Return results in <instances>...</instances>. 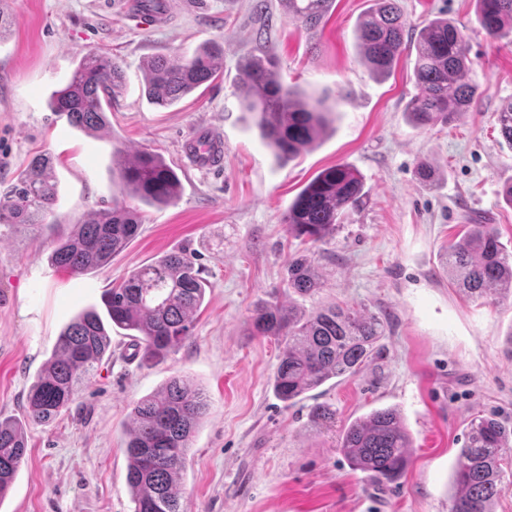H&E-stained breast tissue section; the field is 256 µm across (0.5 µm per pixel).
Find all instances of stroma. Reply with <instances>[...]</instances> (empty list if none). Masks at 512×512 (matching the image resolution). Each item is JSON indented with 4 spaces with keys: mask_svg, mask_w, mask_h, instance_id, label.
<instances>
[{
    "mask_svg": "<svg viewBox=\"0 0 512 512\" xmlns=\"http://www.w3.org/2000/svg\"><path fill=\"white\" fill-rule=\"evenodd\" d=\"M372 0H335L317 34L288 21L279 0H173L166 23L137 28L114 0H8L12 25L0 42V182L50 155L59 193L44 223L0 227V417L24 413L26 394L62 329L100 307L102 293L134 268L173 251L190 254L209 283L191 336L165 360L144 364L120 328L112 358L77 387L55 420L27 427V453L0 512H133L127 486L131 410L174 376L193 381L209 411L180 474L183 512H449L453 474L474 416L512 429V300H472L442 271L464 225L491 224L512 252V147L493 114L512 100V41L486 33L476 0H401L411 32L445 16L463 33L479 86L450 125L417 128L404 109L415 95L414 57L385 78L369 75L355 39ZM223 50V74L178 104L143 97L142 63L181 58L203 43ZM97 50L126 71L112 103L110 133L87 134L55 117L49 102L78 61ZM267 55L279 80L338 105L326 136L281 163L242 111L241 60ZM224 135L223 168L200 172L180 153L197 125ZM153 152L179 175L182 191L157 209L129 199L141 232L105 267L82 276L49 262L53 242L86 213L123 198L116 150ZM439 173L423 186L420 163ZM346 164L364 177L362 203L324 241L288 235L289 204L321 170ZM314 260L319 289L289 296V263ZM265 302L303 313L340 303L386 318L373 358L296 400H280L273 377L283 344L252 335ZM324 405L334 413L323 421ZM400 410L413 453L399 483L374 487L341 448L345 428L373 409Z\"/></svg>",
    "mask_w": 512,
    "mask_h": 512,
    "instance_id": "35a3bbf8",
    "label": "stroma"
}]
</instances>
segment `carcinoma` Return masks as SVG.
Segmentation results:
<instances>
[{
    "mask_svg": "<svg viewBox=\"0 0 512 512\" xmlns=\"http://www.w3.org/2000/svg\"><path fill=\"white\" fill-rule=\"evenodd\" d=\"M288 20L312 33L335 0H280ZM481 27L491 36L512 37V0H477ZM406 20L400 0H375L360 18L357 40L361 62L374 74L391 73L399 56L415 51L418 92L405 112L419 128L446 125L474 101L477 84L460 30L446 19L425 25L405 40ZM221 48L204 46L189 58L173 61L156 56L143 65L145 93L158 105L172 104L222 73ZM274 62L256 56L238 74L240 103L257 113L261 136L276 157L289 161L314 147L326 134L333 106L328 96L313 98L277 79ZM126 85L123 66L91 50L68 84L55 92L50 108L68 124L95 134L108 124L107 110ZM502 138L512 148V101L494 113ZM122 193L156 207L174 203L181 181L161 157L149 152H121L115 159ZM364 196L362 175L338 164L320 171L297 194L284 216L288 233L319 242L336 232L342 213ZM58 199L49 155L31 160L8 186L0 189V224H42ZM136 210L116 201L94 211L58 237L51 265L74 276L108 265L137 237ZM455 287L474 299L512 298V256L490 224H466L462 239L445 251ZM288 291L308 295L319 288L312 261L294 260L288 267ZM205 283L191 256L183 251L132 270L123 282L104 291L103 311L88 309L58 336L52 357L26 395L29 421L48 423L67 409L78 384L90 376L111 350L108 328L133 332L134 346L146 362L160 360L190 335L201 308ZM385 331V319L353 307L333 305L304 314L293 304H265L251 322L255 336H281L284 347L274 376V391L293 401L326 381L359 373ZM204 393L189 379L175 376L158 392L141 398L132 409L126 454L127 484L134 512H181L179 472L191 440L207 415ZM26 424L0 419V502L12 488L26 454ZM341 448L351 466L378 485L397 482L410 459L412 439L400 413L373 410L343 433ZM512 449V430L480 415L470 421L457 459V493L450 512H495L505 491L501 462Z\"/></svg>",
    "mask_w": 512,
    "mask_h": 512,
    "instance_id": "cac0c4a2",
    "label": "carcinoma"
}]
</instances>
